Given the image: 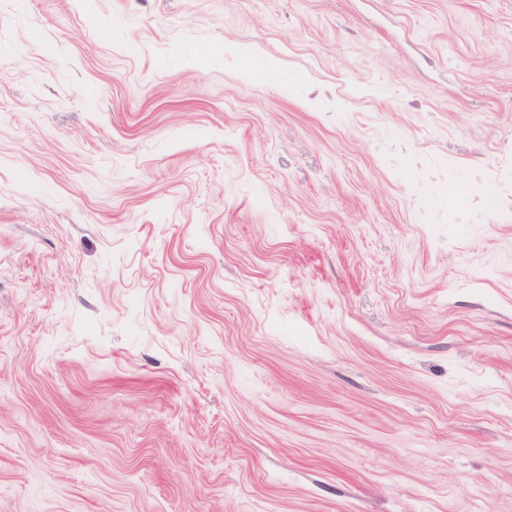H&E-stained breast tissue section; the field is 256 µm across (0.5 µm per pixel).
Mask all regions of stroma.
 Masks as SVG:
<instances>
[{
	"label": "stroma",
	"mask_w": 512,
	"mask_h": 512,
	"mask_svg": "<svg viewBox=\"0 0 512 512\" xmlns=\"http://www.w3.org/2000/svg\"><path fill=\"white\" fill-rule=\"evenodd\" d=\"M0 512H512V0H0Z\"/></svg>",
	"instance_id": "1"
}]
</instances>
